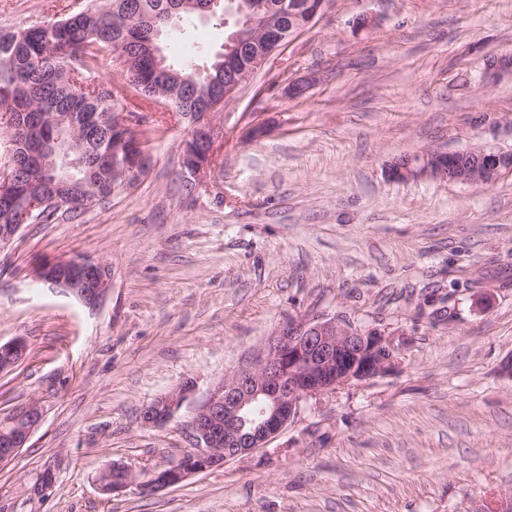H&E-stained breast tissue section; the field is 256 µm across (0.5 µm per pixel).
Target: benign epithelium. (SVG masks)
<instances>
[{
	"instance_id": "benign-epithelium-1",
	"label": "benign epithelium",
	"mask_w": 512,
	"mask_h": 512,
	"mask_svg": "<svg viewBox=\"0 0 512 512\" xmlns=\"http://www.w3.org/2000/svg\"><path fill=\"white\" fill-rule=\"evenodd\" d=\"M264 0H209L206 14L218 10L233 13L245 21L250 31L262 23L269 39H274L277 18L265 12ZM232 45L224 52V70L231 71L242 44V33L230 37ZM274 46L253 55L249 67L255 74L270 66ZM242 82L224 81V92L213 96L206 111L193 121L188 140L201 146L200 158L190 172L197 184L212 178L217 143L223 129L214 121V110L232 100ZM129 161L125 162L127 188L144 178L151 158L148 140L141 129L125 138ZM512 172V150H490L482 146L460 152L426 151L415 165L392 168V178L404 180H442L467 185H491L502 174ZM35 277L81 303L95 307L110 289L106 264L89 259L60 260L37 268ZM27 353L22 340L0 344V373L12 370ZM393 349L377 329H365L336 315L290 318L281 323L267 339L255 358L246 366L214 384L190 422L194 442L187 454L146 477L122 463L103 467L95 482L104 494L120 492L136 485L154 492L183 482L187 477L219 467L225 461L267 444L288 427L300 412L302 403L312 397L336 390L353 381L367 380L391 368ZM194 383L183 382L172 392L153 400L140 414L145 426L170 422L191 393ZM43 421V409L37 402L12 408L0 416V467L9 464Z\"/></svg>"
}]
</instances>
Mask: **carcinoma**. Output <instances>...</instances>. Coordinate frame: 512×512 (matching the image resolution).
<instances>
[{
    "label": "carcinoma",
    "instance_id": "cac0c4a2",
    "mask_svg": "<svg viewBox=\"0 0 512 512\" xmlns=\"http://www.w3.org/2000/svg\"><path fill=\"white\" fill-rule=\"evenodd\" d=\"M318 0H266L278 17L279 36L293 41L309 28L306 11L295 17L285 5ZM176 0H93L56 21L0 31V112L9 116L11 163L15 175L0 192V222L18 223L26 211L31 224L74 219L112 199L115 168L125 161L115 113L153 105L185 119L203 111L214 87L224 83V59L216 54L208 69L191 63L179 68L165 52V33L200 11H172ZM117 54L126 71L123 88L137 103L127 109L128 95L100 75L104 58ZM43 146L57 156L52 170L26 165L25 150Z\"/></svg>",
    "mask_w": 512,
    "mask_h": 512
}]
</instances>
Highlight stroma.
Wrapping results in <instances>:
<instances>
[{
	"label": "stroma",
	"instance_id": "35a3bbf8",
	"mask_svg": "<svg viewBox=\"0 0 512 512\" xmlns=\"http://www.w3.org/2000/svg\"><path fill=\"white\" fill-rule=\"evenodd\" d=\"M88 0H0V29ZM371 17L370 28L358 27ZM226 29L194 19L169 58L207 63ZM512 0H330L216 121L211 181L182 188L188 124L140 113L147 176L73 220L24 225L0 250V414L35 401L40 427L0 468V512H498L512 494V174L485 187L401 182L427 150H512ZM308 82L300 97L288 94ZM268 133L246 140L254 123ZM103 262L96 308L38 265ZM338 314L385 334L384 375L310 398L266 447L157 492L112 495L98 471L157 469L192 447L210 388L291 318ZM174 419L141 409L185 379ZM56 482L31 487L44 470ZM27 353V345L22 340L0 344V373L12 370Z\"/></svg>",
	"mask_w": 512,
	"mask_h": 512
}]
</instances>
